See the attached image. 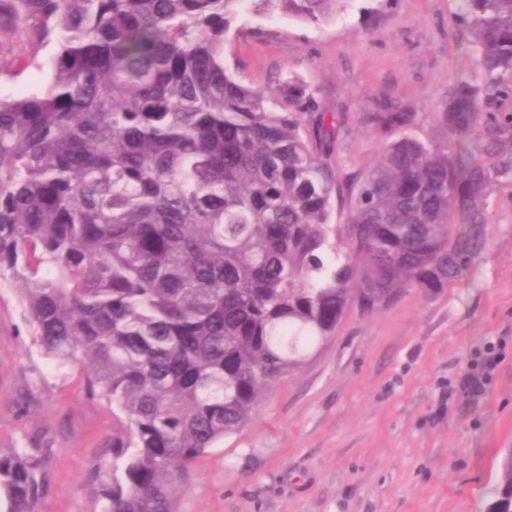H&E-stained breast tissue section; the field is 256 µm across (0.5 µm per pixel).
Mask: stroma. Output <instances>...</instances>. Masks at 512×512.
<instances>
[{"label":"stroma","mask_w":512,"mask_h":512,"mask_svg":"<svg viewBox=\"0 0 512 512\" xmlns=\"http://www.w3.org/2000/svg\"><path fill=\"white\" fill-rule=\"evenodd\" d=\"M348 0L317 25L242 15L224 63L247 84L297 78L322 111L345 117L338 163L369 166L384 145L362 116L376 100L410 107L415 134L436 138L434 114L459 76H474L470 36L451 24L460 0H397L365 13ZM35 58L0 94L22 97L45 76ZM503 360L483 393L459 392L481 374L483 351ZM124 416L91 396L80 366H57L28 325L16 284L0 279V449L40 438L50 450L40 512H101L90 477L111 458ZM512 450V186L489 188L481 246L459 282L429 294L408 289L390 305L351 311L335 338L262 397L252 422L208 449L176 496L177 512H493Z\"/></svg>","instance_id":"35a3bbf8"}]
</instances>
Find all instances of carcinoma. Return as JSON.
Returning a JSON list of instances; mask_svg holds the SVG:
<instances>
[{
    "label": "carcinoma",
    "instance_id": "1",
    "mask_svg": "<svg viewBox=\"0 0 512 512\" xmlns=\"http://www.w3.org/2000/svg\"><path fill=\"white\" fill-rule=\"evenodd\" d=\"M346 2L0 0V78L32 64L13 39L54 45L43 87L0 95V276L45 353L124 415L91 473L102 512H176L195 460L351 308L460 279L479 235L453 239L456 211L476 228L512 184V0H462L481 81L448 89L440 140L378 104L367 170L340 172L342 121L306 85L224 66L242 13L321 24ZM46 464L36 439L0 450V512H39Z\"/></svg>",
    "mask_w": 512,
    "mask_h": 512
}]
</instances>
